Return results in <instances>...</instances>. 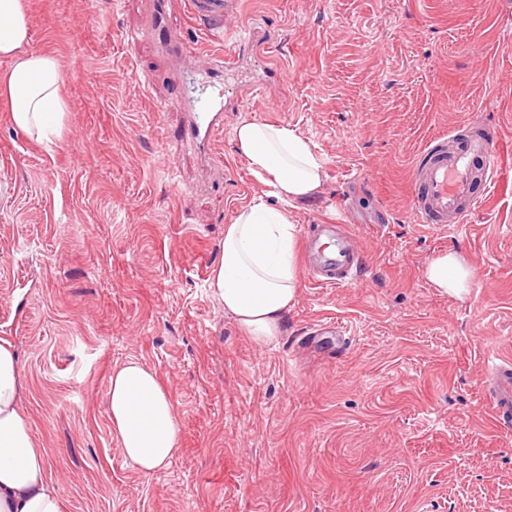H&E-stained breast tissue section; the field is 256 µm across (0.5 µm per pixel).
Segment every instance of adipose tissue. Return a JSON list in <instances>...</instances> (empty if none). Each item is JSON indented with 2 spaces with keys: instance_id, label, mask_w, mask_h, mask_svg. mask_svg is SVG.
I'll return each mask as SVG.
<instances>
[{
  "instance_id": "ef3b65f1",
  "label": "adipose tissue",
  "mask_w": 512,
  "mask_h": 512,
  "mask_svg": "<svg viewBox=\"0 0 512 512\" xmlns=\"http://www.w3.org/2000/svg\"><path fill=\"white\" fill-rule=\"evenodd\" d=\"M30 29L24 0H0V56L11 66L0 75V100L13 125L37 140L60 134L65 104L62 75L52 55L28 51ZM238 151L252 173L278 200L254 197L224 228V251L209 278L213 295L254 340L280 333L295 303L297 228L292 209L316 197L324 169L308 140L295 130L245 121L234 130ZM425 277L441 293H467L471 272L455 254L434 257ZM108 412L124 456L146 475L165 465L179 446V422L158 374L137 360L115 368ZM0 512H66L48 475L47 455L38 448L21 402L19 362L12 344L0 339Z\"/></svg>"
}]
</instances>
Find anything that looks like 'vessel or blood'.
<instances>
[{
	"label": "vessel or blood",
	"mask_w": 512,
	"mask_h": 512,
	"mask_svg": "<svg viewBox=\"0 0 512 512\" xmlns=\"http://www.w3.org/2000/svg\"><path fill=\"white\" fill-rule=\"evenodd\" d=\"M187 5L192 17L217 31L223 30L226 16L236 14L238 8L236 0H187ZM504 138L503 129L480 128L461 144L452 146L443 139L422 150L414 170V222L428 227L464 223L474 183H482L488 194L499 185L504 158L498 146ZM327 230V225L317 224L304 236L306 271L326 287L354 285L362 277L363 261L353 238L344 234L333 244L320 243ZM488 370L491 383L485 397L494 421L501 422L512 417V359L492 358Z\"/></svg>",
	"instance_id": "vessel-or-blood-1"
}]
</instances>
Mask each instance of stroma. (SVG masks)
I'll return each mask as SVG.
<instances>
[{
    "mask_svg": "<svg viewBox=\"0 0 512 512\" xmlns=\"http://www.w3.org/2000/svg\"><path fill=\"white\" fill-rule=\"evenodd\" d=\"M68 110L42 145L0 106V338L17 351L31 433L68 512H512V422L481 398L483 362L512 357V0H241L249 42L204 80L223 42L177 5L199 49L152 37L156 0H24ZM245 100L181 146L183 104ZM502 125L509 166L465 223L414 224L413 161L432 136ZM294 128L323 164L298 235L346 224L365 275L298 297L266 345L208 287L224 227L264 185L234 142ZM444 252L463 298L424 276ZM158 374L180 424L152 474L107 411L115 367Z\"/></svg>",
    "mask_w": 512,
    "mask_h": 512,
    "instance_id": "35a3bbf8",
    "label": "stroma"
}]
</instances>
